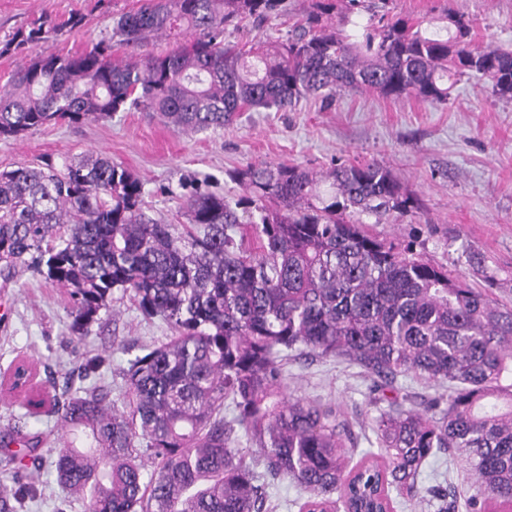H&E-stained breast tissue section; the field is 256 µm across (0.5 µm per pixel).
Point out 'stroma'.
Segmentation results:
<instances>
[{
    "instance_id": "1",
    "label": "stroma",
    "mask_w": 512,
    "mask_h": 512,
    "mask_svg": "<svg viewBox=\"0 0 512 512\" xmlns=\"http://www.w3.org/2000/svg\"><path fill=\"white\" fill-rule=\"evenodd\" d=\"M307 5V0H288L287 15L260 27L243 24L224 38H286ZM394 5L406 14L435 16L448 5L469 15L478 43L512 44V0H394ZM138 6V0H0V41L42 15L83 18L80 28L57 39L0 57V88L33 54L82 52L110 34L113 14ZM89 153L103 154L139 176L145 201L173 221L181 218L180 197L190 185L239 197L242 188L230 174L250 163H297L319 174L342 163L377 160L418 195L423 207L373 225V232L412 244L476 287L487 286L484 274L493 272L492 299L512 306V101L492 96L484 81L461 80L445 105L346 91L326 109L309 101L290 112H244L222 129L198 134L173 131L146 112H117L106 121L52 126L0 142V168ZM472 253L482 257V265L469 263ZM119 307L117 318L101 312L90 336H72L63 288L32 272H16L10 281H0V370L22 356L40 358L41 379L61 395L82 386L79 366L101 353L105 361L96 380L119 387L118 368L126 357L112 349L113 336L138 347L170 336L162 321H144L130 299ZM287 370L293 395L341 409L357 438L348 450L352 462L376 451L370 428L374 394L358 367L304 357L289 362ZM14 427L37 436L43 456L58 437L54 418H31L18 405L0 402V431ZM9 456L0 448V483L17 478L37 484L35 497L19 512H86L85 502L66 500L49 466L21 470Z\"/></svg>"
}]
</instances>
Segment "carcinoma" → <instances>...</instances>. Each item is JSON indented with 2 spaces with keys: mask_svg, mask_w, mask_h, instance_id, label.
Here are the masks:
<instances>
[{
  "mask_svg": "<svg viewBox=\"0 0 512 512\" xmlns=\"http://www.w3.org/2000/svg\"><path fill=\"white\" fill-rule=\"evenodd\" d=\"M392 4L309 0L287 38L232 44L229 27L275 20L286 0H144L113 17L116 41L19 67L0 90V141L125 110L197 133L304 97L327 108L346 90L446 104L464 77L512 100L511 49L477 44L459 11L426 19ZM81 23L41 17L0 56ZM184 24L191 38L165 53L120 55ZM236 178L245 195L196 190L172 224L149 215L142 180L101 153L0 169V277L25 269L66 288L78 337L116 291L174 332L127 359L119 403L98 387L57 397L36 380L37 359L0 377L27 415H56L57 483L87 512H269L279 479L306 495L299 512H393V496L418 492L424 464L449 452L473 479L465 512H512V307L363 226L360 215L381 224L418 208L383 164L336 166L328 195L298 164L253 163ZM303 353L358 366L382 393L370 458L351 464L336 405L288 393L284 366ZM411 375L435 389L424 410L399 396ZM239 429L253 451L239 448ZM12 442L38 463L31 438ZM33 493L18 484L0 512Z\"/></svg>",
  "mask_w": 512,
  "mask_h": 512,
  "instance_id": "cac0c4a2",
  "label": "carcinoma"
}]
</instances>
